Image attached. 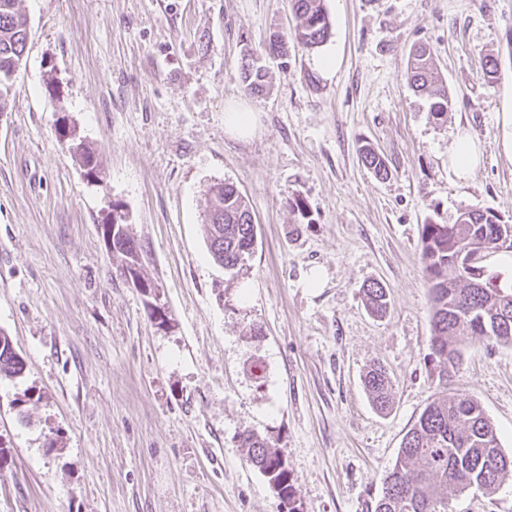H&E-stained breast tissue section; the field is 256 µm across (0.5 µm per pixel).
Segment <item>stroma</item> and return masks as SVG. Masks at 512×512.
<instances>
[{"mask_svg":"<svg viewBox=\"0 0 512 512\" xmlns=\"http://www.w3.org/2000/svg\"><path fill=\"white\" fill-rule=\"evenodd\" d=\"M323 6L328 78L320 50L270 54L293 25L288 0H21L28 51L0 112V331L24 369L0 380V512H287L247 463L245 430L283 451L297 512H362L446 392L476 398L512 455V347L468 337L440 385L420 243L422 224L465 207L512 218V0ZM419 42L448 85L447 120L407 84ZM246 54L267 71L263 93L242 86ZM243 104L247 139L224 131ZM64 118L95 149L96 181L61 143ZM459 133L482 149L464 180L448 167ZM366 144L386 179L363 164ZM224 180L257 232L235 275L203 232L207 189ZM114 202L169 326L116 271L101 228ZM373 282L382 318L363 302ZM375 362L393 382L384 413L362 385ZM448 512H512V478L450 496Z\"/></svg>","mask_w":512,"mask_h":512,"instance_id":"35a3bbf8","label":"stroma"}]
</instances>
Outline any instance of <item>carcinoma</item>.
Here are the masks:
<instances>
[{
	"label": "carcinoma",
	"instance_id": "obj_1",
	"mask_svg": "<svg viewBox=\"0 0 512 512\" xmlns=\"http://www.w3.org/2000/svg\"><path fill=\"white\" fill-rule=\"evenodd\" d=\"M294 19L290 41L304 49L322 46L331 36V23L321 0H289ZM29 27L18 0H0V112L11 96L9 70L21 64L28 46ZM242 81L250 93L263 91L266 74L245 62ZM407 81L416 92L432 100L431 112L441 120L448 112L447 83L434 66L432 53L424 45L410 54ZM69 150L88 166L95 153L71 129ZM364 164L384 179L389 169L385 159L365 146ZM209 208L204 224L207 247L213 260L224 271L235 273L253 255L256 228L247 202L230 182L213 184L208 191ZM127 220L118 203H112V220L102 224V234L125 280L144 295L157 298L152 279L143 274L144 251L126 230ZM512 240V220H503L487 207L463 209L452 224L429 220L420 231L421 254L431 296V343L439 358V378H448L460 356L459 343L467 335L481 336L489 329L488 340L512 346V284L502 286L487 275L482 263L474 273L462 274L461 252L470 248L485 256L496 251L501 238ZM366 304L378 315L387 312L386 290L374 283L364 290ZM23 360L9 337L0 331V380L19 376ZM364 386L373 404L383 411L392 400V384L381 366L372 367ZM248 449V462L293 504L296 480L288 470L280 449L267 438L245 430L240 434ZM512 477V456L504 454L497 431L481 404L466 395L442 397L430 403L403 437L397 461L383 478L381 495L367 505L366 512H448V498L470 489L492 493Z\"/></svg>",
	"mask_w": 512,
	"mask_h": 512
}]
</instances>
